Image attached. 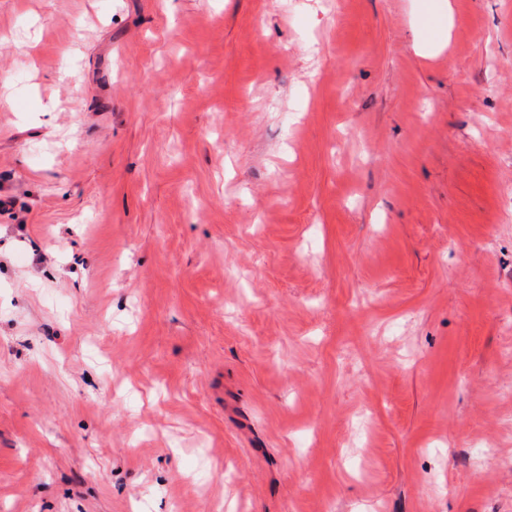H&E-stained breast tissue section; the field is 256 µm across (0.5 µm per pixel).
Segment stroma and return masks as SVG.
Returning <instances> with one entry per match:
<instances>
[{"label": "stroma", "instance_id": "1", "mask_svg": "<svg viewBox=\"0 0 512 512\" xmlns=\"http://www.w3.org/2000/svg\"><path fill=\"white\" fill-rule=\"evenodd\" d=\"M0 0V512H512V0Z\"/></svg>", "mask_w": 512, "mask_h": 512}]
</instances>
